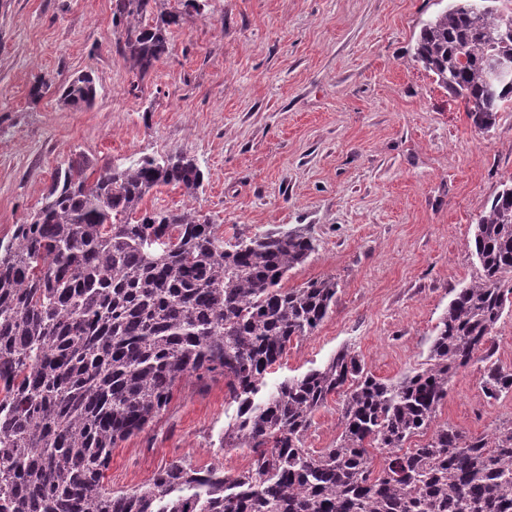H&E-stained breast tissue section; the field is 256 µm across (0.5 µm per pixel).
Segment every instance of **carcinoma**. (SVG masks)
<instances>
[{"label": "carcinoma", "mask_w": 512, "mask_h": 512, "mask_svg": "<svg viewBox=\"0 0 512 512\" xmlns=\"http://www.w3.org/2000/svg\"><path fill=\"white\" fill-rule=\"evenodd\" d=\"M510 1L454 0L417 41V61L481 130L512 101V79L489 71L512 64ZM156 3L114 0L133 91L181 18L153 17ZM95 96L88 74L62 92L72 106ZM203 182L181 153L122 166L81 154L0 240V512H512V419L479 437L437 422L449 382L477 360L487 398L512 392V370L491 361L512 306V182L477 216L479 273L449 303L424 368L384 381L341 349L262 401L268 369L323 323L337 283L283 287L315 250L298 230L226 242L194 208L143 207L158 187L194 198ZM216 374L238 404L218 451L247 448L252 468L233 478L179 458L135 490L107 488L117 442L165 411L184 378ZM334 396L341 433L314 454L312 417Z\"/></svg>", "instance_id": "cac0c4a2"}]
</instances>
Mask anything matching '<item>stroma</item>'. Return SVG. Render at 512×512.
<instances>
[{"label": "stroma", "instance_id": "obj_1", "mask_svg": "<svg viewBox=\"0 0 512 512\" xmlns=\"http://www.w3.org/2000/svg\"><path fill=\"white\" fill-rule=\"evenodd\" d=\"M202 2L134 94L113 0H0V239L78 154L117 165L182 153L204 172L197 199L164 186L146 208L196 207L227 239L302 230L315 250L284 287L337 283L328 317L288 345L267 386L343 348L384 380L420 369L455 289L478 273L476 218L512 180V108L476 128L415 58L449 0ZM86 72L93 103L64 104L62 87ZM483 373L477 362L452 379L438 422L480 436L512 419V393L487 399ZM236 411L223 377L184 380L113 448L107 484L135 489L176 458L246 472L249 449L214 447Z\"/></svg>", "mask_w": 512, "mask_h": 512}]
</instances>
